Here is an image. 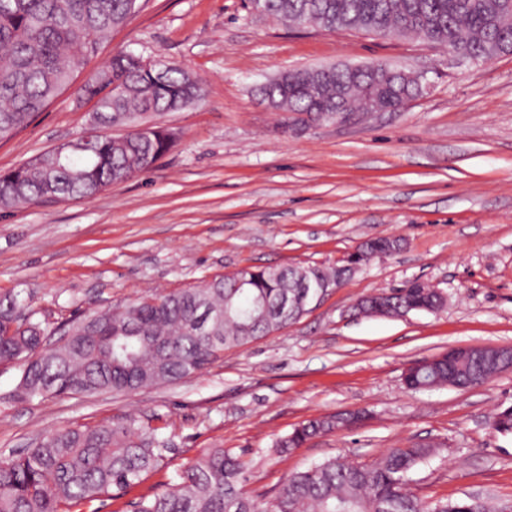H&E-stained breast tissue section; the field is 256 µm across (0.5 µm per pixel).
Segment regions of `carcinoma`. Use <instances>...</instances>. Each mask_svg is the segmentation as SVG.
Here are the masks:
<instances>
[{
    "label": "carcinoma",
    "instance_id": "cac0c4a2",
    "mask_svg": "<svg viewBox=\"0 0 512 512\" xmlns=\"http://www.w3.org/2000/svg\"><path fill=\"white\" fill-rule=\"evenodd\" d=\"M137 0H0V141L27 127L64 92L76 73L97 56L112 30L123 25ZM263 13L282 22L320 29L416 37L446 46L469 62L512 54V0H259ZM109 72L116 84L102 82ZM407 71L372 64L289 71L260 88L268 105L287 114L285 129L301 131L339 116L397 110L420 94ZM78 98L98 103L105 129L130 128L119 137L93 136L77 149L50 150L0 174V207L43 202L53 196L84 199L149 170L173 145L160 126L144 134L135 120L175 112L199 102L203 85L188 70L168 63L147 69L127 51L89 72ZM399 238L368 239L340 266L250 267L212 277L200 287L141 297L125 306L88 308L63 329L52 347L45 329L22 317L18 300L0 298V365L24 366L19 397L99 392L131 393L197 375L224 350L253 343L303 315L294 305L305 284L341 287L351 265L397 251ZM288 301L266 313L264 301ZM445 292L418 280L358 300L364 317L436 312ZM512 360L497 347L444 352L409 366L410 390L490 380ZM353 413L309 420L277 447L352 424ZM491 426L512 434V407L495 413ZM170 449L148 425L103 420L46 433L18 457L0 458V512H78L112 490L125 492L163 462ZM433 452L416 444L393 448L370 464L327 459L288 477L276 496L260 501L243 487L245 465L216 446L188 462L164 490L129 503L131 512H506L507 504L480 499L428 504L409 487V474Z\"/></svg>",
    "mask_w": 512,
    "mask_h": 512
}]
</instances>
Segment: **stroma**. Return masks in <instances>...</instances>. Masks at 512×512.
I'll use <instances>...</instances> for the list:
<instances>
[{
  "instance_id": "35a3bbf8",
  "label": "stroma",
  "mask_w": 512,
  "mask_h": 512,
  "mask_svg": "<svg viewBox=\"0 0 512 512\" xmlns=\"http://www.w3.org/2000/svg\"><path fill=\"white\" fill-rule=\"evenodd\" d=\"M89 66L119 50L177 63L205 95L154 124L177 139L155 166L97 195L0 208V296L47 329L91 306L199 286L246 266L338 265L367 239H403L287 328L226 351L194 377L131 394L13 400L0 366V458L46 432L103 419L148 422L171 450L124 495L79 512H129L203 450L246 462L245 491L273 498L287 478L333 457L368 464L434 445L409 475L423 500L512 501V435L490 417L512 405V371L472 389L407 390L412 363L452 347L512 345V55L481 64L403 37L328 32L259 15L247 0H137ZM383 62L421 77L396 112L284 131L257 89L281 73ZM66 90L12 139L0 171L83 130ZM418 279L441 311L350 316L361 297ZM366 411L358 424L279 454L308 419Z\"/></svg>"
}]
</instances>
